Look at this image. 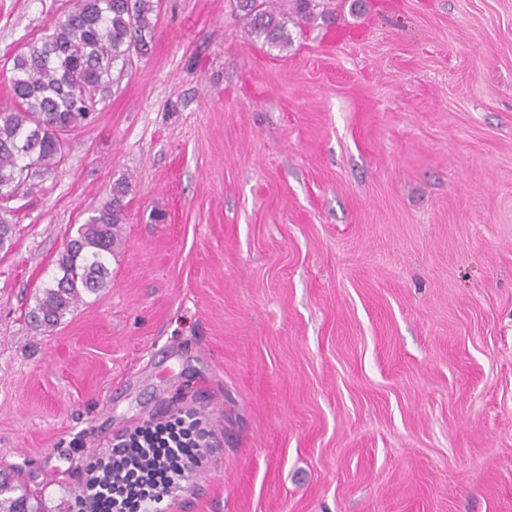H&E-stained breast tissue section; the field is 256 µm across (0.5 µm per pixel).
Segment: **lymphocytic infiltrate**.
Masks as SVG:
<instances>
[{
  "mask_svg": "<svg viewBox=\"0 0 512 512\" xmlns=\"http://www.w3.org/2000/svg\"><path fill=\"white\" fill-rule=\"evenodd\" d=\"M211 437L190 410L118 435L76 495L79 512H162L201 467Z\"/></svg>",
  "mask_w": 512,
  "mask_h": 512,
  "instance_id": "lymphocytic-infiltrate-1",
  "label": "lymphocytic infiltrate"
}]
</instances>
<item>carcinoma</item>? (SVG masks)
Segmentation results:
<instances>
[{
  "label": "carcinoma",
  "mask_w": 512,
  "mask_h": 512,
  "mask_svg": "<svg viewBox=\"0 0 512 512\" xmlns=\"http://www.w3.org/2000/svg\"><path fill=\"white\" fill-rule=\"evenodd\" d=\"M72 8L52 32L17 54L6 77L12 104L0 112V201L10 199L23 174L48 169L64 158L63 135L87 121L92 93L110 81L117 62L147 51L156 0H71ZM257 38L280 49L293 42L289 25L314 18L316 0H285L278 8L268 0H239ZM128 186L118 181L112 198L92 211L67 242L59 262L62 275L44 288L36 317L56 325L82 300L106 287L108 263L115 254L118 224L124 220ZM0 495V512H17L28 497L14 492L22 484L9 476Z\"/></svg>",
  "instance_id": "obj_1"
}]
</instances>
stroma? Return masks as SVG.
Here are the masks:
<instances>
[{"label": "stroma", "mask_w": 512, "mask_h": 512, "mask_svg": "<svg viewBox=\"0 0 512 512\" xmlns=\"http://www.w3.org/2000/svg\"><path fill=\"white\" fill-rule=\"evenodd\" d=\"M69 5L0 0V108ZM320 8L282 50L237 0H160L10 201L0 469L48 510L191 408L215 446L168 512H512V0ZM119 180L107 288L44 327Z\"/></svg>", "instance_id": "stroma-1"}]
</instances>
